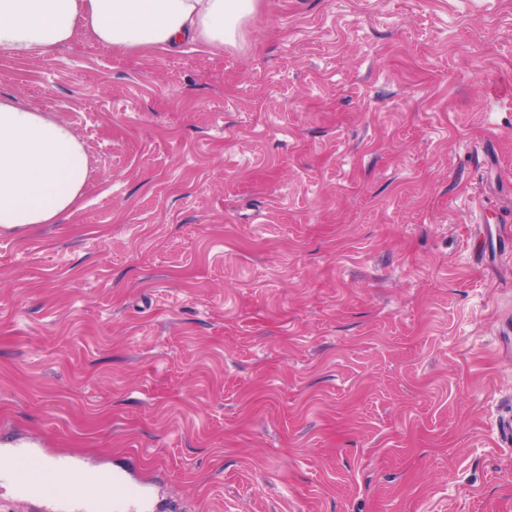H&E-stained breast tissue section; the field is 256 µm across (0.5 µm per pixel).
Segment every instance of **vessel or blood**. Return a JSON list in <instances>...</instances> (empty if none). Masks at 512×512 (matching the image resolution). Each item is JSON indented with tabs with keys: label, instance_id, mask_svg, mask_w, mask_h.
<instances>
[{
	"label": "vessel or blood",
	"instance_id": "vessel-or-blood-1",
	"mask_svg": "<svg viewBox=\"0 0 512 512\" xmlns=\"http://www.w3.org/2000/svg\"><path fill=\"white\" fill-rule=\"evenodd\" d=\"M41 512H158L150 478L73 456L53 454L29 441L0 448V490Z\"/></svg>",
	"mask_w": 512,
	"mask_h": 512
}]
</instances>
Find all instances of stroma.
<instances>
[{
  "mask_svg": "<svg viewBox=\"0 0 512 512\" xmlns=\"http://www.w3.org/2000/svg\"><path fill=\"white\" fill-rule=\"evenodd\" d=\"M78 208L0 232V444L160 512H512V0H259L218 52H0Z\"/></svg>",
  "mask_w": 512,
  "mask_h": 512,
  "instance_id": "stroma-1",
  "label": "stroma"
}]
</instances>
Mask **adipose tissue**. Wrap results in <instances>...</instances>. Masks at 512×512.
Masks as SVG:
<instances>
[{"mask_svg":"<svg viewBox=\"0 0 512 512\" xmlns=\"http://www.w3.org/2000/svg\"><path fill=\"white\" fill-rule=\"evenodd\" d=\"M258 0H0V50L28 59L85 30L133 53L187 45L223 49ZM88 158L64 121L0 95V229L54 224L86 189Z\"/></svg>","mask_w":512,"mask_h":512,"instance_id":"ef3b65f1","label":"adipose tissue"}]
</instances>
